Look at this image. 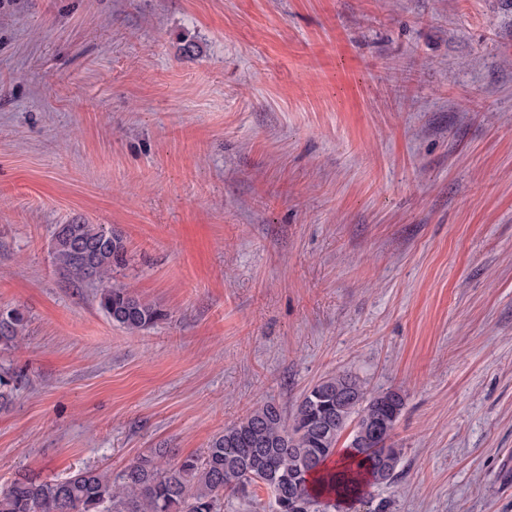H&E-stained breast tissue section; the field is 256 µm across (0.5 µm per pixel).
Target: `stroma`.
Listing matches in <instances>:
<instances>
[{"instance_id":"35a3bbf8","label":"stroma","mask_w":512,"mask_h":512,"mask_svg":"<svg viewBox=\"0 0 512 512\" xmlns=\"http://www.w3.org/2000/svg\"><path fill=\"white\" fill-rule=\"evenodd\" d=\"M74 221L164 320L56 271ZM0 306V487L202 454L347 371L404 399L375 500L512 512V0H0ZM124 236L102 224L56 225L51 246L53 264L69 281L94 288L99 310L130 334L155 326L166 317L160 305L145 301L114 276L127 263ZM27 318L17 308L0 307V346L14 345L25 335ZM22 383V374L11 366L0 365V410L12 404L14 391Z\"/></svg>"}]
</instances>
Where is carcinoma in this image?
Segmentation results:
<instances>
[{"label":"carcinoma","mask_w":512,"mask_h":512,"mask_svg":"<svg viewBox=\"0 0 512 512\" xmlns=\"http://www.w3.org/2000/svg\"><path fill=\"white\" fill-rule=\"evenodd\" d=\"M127 254L124 236L103 224H58L53 233L56 270L93 287L99 310L136 334L166 313L116 281ZM26 329L19 309L0 308V346L17 343ZM21 383V372L0 365V410L12 404ZM403 406L399 392L370 393L344 371L308 389L288 418L275 403H265L214 436L203 454L176 462L143 455L116 482L101 468L52 480L19 473L0 489V512H219L224 496L246 499L260 482L274 498V512H319L321 500L338 496L366 500L367 488L392 482L401 463L402 449L392 437ZM377 422L388 423L382 435L374 434ZM349 427L346 448L340 449ZM341 450L352 457L349 474L323 469Z\"/></svg>","instance_id":"cac0c4a2"}]
</instances>
